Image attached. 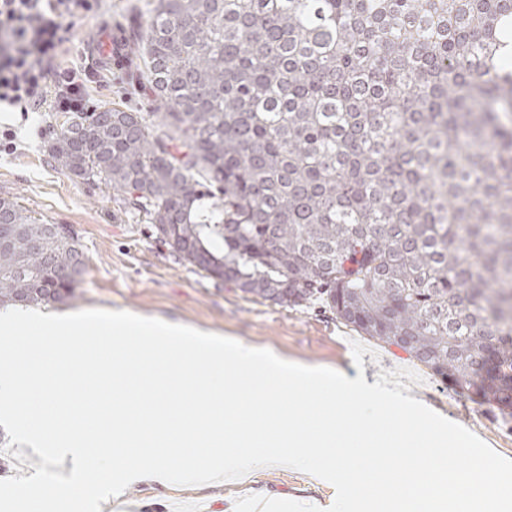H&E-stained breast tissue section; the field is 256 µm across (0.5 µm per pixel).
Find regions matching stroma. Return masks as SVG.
<instances>
[{
    "label": "stroma",
    "instance_id": "35a3bbf8",
    "mask_svg": "<svg viewBox=\"0 0 512 512\" xmlns=\"http://www.w3.org/2000/svg\"><path fill=\"white\" fill-rule=\"evenodd\" d=\"M154 0H102L97 14L72 20L58 67H77L91 75V107L123 103L140 112L157 111L147 81L130 82L127 62L101 59L93 43L105 29H126L132 16L148 17ZM64 115L42 107L36 112L0 108V128L16 133L14 149L0 152V197L16 198L35 216L70 225L78 234L86 268L79 298L53 306L56 314L90 308L124 309L134 314L234 336L307 365L331 367L374 384L396 368L417 372L420 383L408 394L471 430L496 453L512 459V420L497 410L461 397L396 347L359 333L319 304L285 307L253 299L196 272L166 246L156 242L150 224L121 203L119 192L69 177L51 161L48 129ZM367 349L355 366L351 344ZM273 494L326 507L332 491L310 482L307 473L272 468L223 484L161 487L140 484L125 490L112 512H234L237 498Z\"/></svg>",
    "mask_w": 512,
    "mask_h": 512
}]
</instances>
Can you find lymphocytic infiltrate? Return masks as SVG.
I'll use <instances>...</instances> for the list:
<instances>
[{
    "instance_id": "lymphocytic-infiltrate-1",
    "label": "lymphocytic infiltrate",
    "mask_w": 512,
    "mask_h": 512,
    "mask_svg": "<svg viewBox=\"0 0 512 512\" xmlns=\"http://www.w3.org/2000/svg\"><path fill=\"white\" fill-rule=\"evenodd\" d=\"M98 6L99 0H0V104L22 112L45 104L56 112L85 111L79 71L59 69L51 89L45 75L69 40V21Z\"/></svg>"
}]
</instances>
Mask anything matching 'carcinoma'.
I'll return each mask as SVG.
<instances>
[{
	"label": "carcinoma",
	"mask_w": 512,
	"mask_h": 512,
	"mask_svg": "<svg viewBox=\"0 0 512 512\" xmlns=\"http://www.w3.org/2000/svg\"><path fill=\"white\" fill-rule=\"evenodd\" d=\"M162 112L49 127L68 176L280 306L318 302L512 417V0H155ZM0 304L64 305L77 235L0 197Z\"/></svg>",
	"instance_id": "cac0c4a2"
}]
</instances>
